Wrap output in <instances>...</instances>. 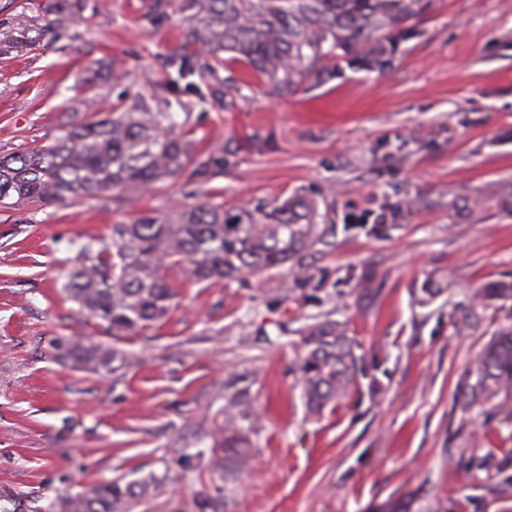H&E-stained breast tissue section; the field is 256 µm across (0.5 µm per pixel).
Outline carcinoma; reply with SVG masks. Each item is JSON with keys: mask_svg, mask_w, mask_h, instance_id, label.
<instances>
[{"mask_svg": "<svg viewBox=\"0 0 512 512\" xmlns=\"http://www.w3.org/2000/svg\"><path fill=\"white\" fill-rule=\"evenodd\" d=\"M431 0H151L144 19L158 29L170 10L183 16L180 47L163 60L165 78L147 93L129 88L119 95L112 116L72 127L47 147L0 157V206L64 201L118 191L134 195L163 186L194 199L174 212L142 215L111 226L108 241L78 246L77 265L65 290L79 309L106 323L112 338L135 336L169 314L175 297L166 277L181 269L191 283L238 281L289 265L297 285L313 277L309 257L319 244L332 246L336 225L316 222V207L295 196L266 213L243 208L230 216L224 205L202 199L200 187L224 172V158L203 156L188 139L186 125L197 102L240 93L231 76L219 78L226 61L246 64L271 95L295 93L304 82L321 84L345 70L383 73L400 43L416 36V23ZM88 0H54L55 18L35 25L21 15L0 18V55L46 40L81 16ZM492 308L512 318V282L474 290L460 314L463 328L481 322ZM299 369L308 412L320 415L362 392L375 394L376 372L384 359L370 362L339 322L314 318L302 332ZM132 355L102 343L61 338L55 361L74 362L99 372ZM463 412L491 409L512 420V327L496 330L468 364L457 384ZM246 402L230 395L224 426L212 435L210 461L224 469V434L239 433L237 418ZM163 479L129 483L103 481L83 493L66 495L59 512H130Z\"/></svg>", "mask_w": 512, "mask_h": 512, "instance_id": "1", "label": "carcinoma"}]
</instances>
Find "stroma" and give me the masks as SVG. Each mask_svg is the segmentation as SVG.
<instances>
[{"label":"stroma","mask_w":512,"mask_h":512,"mask_svg":"<svg viewBox=\"0 0 512 512\" xmlns=\"http://www.w3.org/2000/svg\"><path fill=\"white\" fill-rule=\"evenodd\" d=\"M150 0H90L86 20L50 45L0 56V157L50 144L108 116L107 74L146 90L178 45L180 13L153 30ZM418 36L385 73L346 71L270 97L246 65L220 77L249 82L232 106L209 99L188 128L198 150L223 155L205 187L234 212L314 199L337 227L297 286L289 267L240 281L176 288L168 318L114 342L65 291L78 244L111 225L172 212L158 187L0 209V505L56 512L60 498L101 481H166L132 512H373L407 499L410 512H512V421L463 415L456 385L502 321L453 325L475 288L512 281V0H433ZM367 224H385L373 236ZM344 323L363 354L383 350L377 395L309 415L299 361L307 317ZM82 336L132 353L107 373L53 359L58 338ZM244 391L241 438L224 470L204 457L224 422V398Z\"/></svg>","instance_id":"1"}]
</instances>
